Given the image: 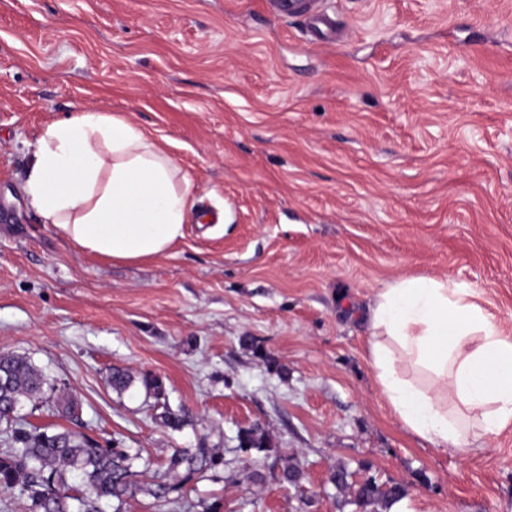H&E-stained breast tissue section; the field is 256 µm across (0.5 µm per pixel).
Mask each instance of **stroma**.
Wrapping results in <instances>:
<instances>
[{
	"label": "stroma",
	"instance_id": "1",
	"mask_svg": "<svg viewBox=\"0 0 512 512\" xmlns=\"http://www.w3.org/2000/svg\"><path fill=\"white\" fill-rule=\"evenodd\" d=\"M333 8L331 37L265 0H0V351L48 378L31 424L140 450L143 482L171 449H220L188 496L217 512H362L340 466L403 484L399 512H512V427L473 448L411 434L366 320L386 283L445 276L512 336V0ZM88 110L167 141L223 223L145 262L76 251L23 185L41 131ZM62 398L73 414L49 415ZM255 425L273 452L238 455ZM142 384L147 391H152L155 399V406L159 405V408L162 409V411L158 414L159 418H161L172 428H179L183 419L180 415L176 414L167 404L165 393L161 384L159 383V380L156 378L145 377L142 379Z\"/></svg>",
	"mask_w": 512,
	"mask_h": 512
}]
</instances>
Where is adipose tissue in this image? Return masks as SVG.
I'll use <instances>...</instances> for the list:
<instances>
[{"label":"adipose tissue","mask_w":512,"mask_h":512,"mask_svg":"<svg viewBox=\"0 0 512 512\" xmlns=\"http://www.w3.org/2000/svg\"><path fill=\"white\" fill-rule=\"evenodd\" d=\"M30 207L79 252L127 262L182 238L191 183L132 120L89 111L45 127L25 171ZM377 384L412 434L438 448L512 426V339L445 277H401L368 314Z\"/></svg>","instance_id":"ef3b65f1"}]
</instances>
